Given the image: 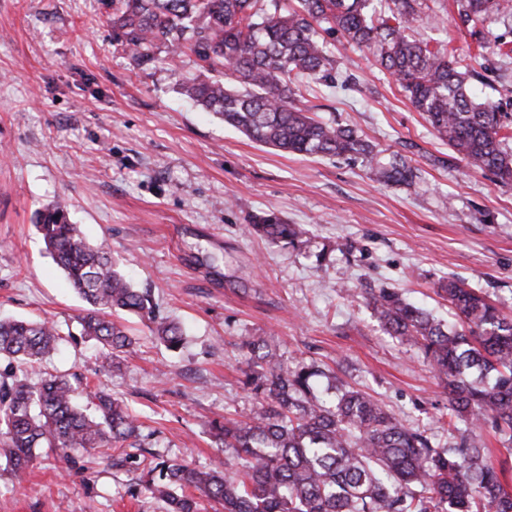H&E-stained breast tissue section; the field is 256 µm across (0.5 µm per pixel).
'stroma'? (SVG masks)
<instances>
[{
	"instance_id": "1",
	"label": "stroma",
	"mask_w": 512,
	"mask_h": 512,
	"mask_svg": "<svg viewBox=\"0 0 512 512\" xmlns=\"http://www.w3.org/2000/svg\"><path fill=\"white\" fill-rule=\"evenodd\" d=\"M422 34L463 48L512 41V18L458 28L452 0H423ZM112 0H0V318L53 321L65 338L45 372L76 374L123 400L154 453L207 466L212 421L252 406L237 345L263 336L285 362L313 363L447 440L448 392L424 353L390 336L365 288L396 289L449 322L436 293L454 277L512 314V184L472 169L440 141L365 49L333 36L336 81L303 108L358 129L420 168L416 186L380 184L361 162L262 147L194 105L162 64L133 68L112 36ZM475 96L512 113V59H479ZM87 241L181 322L169 350L147 320H118L136 342L121 373L78 333L84 302L46 252L33 218L55 200ZM276 214L307 234L282 246L245 234ZM0 512H166L141 470L96 455H37L0 469Z\"/></svg>"
}]
</instances>
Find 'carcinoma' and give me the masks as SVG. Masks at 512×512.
I'll list each match as a JSON object with an SVG mask.
<instances>
[{
  "label": "carcinoma",
  "instance_id": "cac0c4a2",
  "mask_svg": "<svg viewBox=\"0 0 512 512\" xmlns=\"http://www.w3.org/2000/svg\"><path fill=\"white\" fill-rule=\"evenodd\" d=\"M112 0V29L131 62L188 56L209 73L201 79L178 68L187 97L239 129L252 142L281 151L354 156L384 184L412 186L419 169L397 152L381 160L362 135L320 120L299 106L313 83L336 82V59L325 39L340 34L366 48L391 76L439 139L470 166L512 183V122L497 102L470 90L473 62L467 48L446 51L418 32L420 0ZM460 25L475 28L492 15L512 14V0H453ZM165 56H160V53ZM46 250L86 304L80 335L107 350L108 366L121 370L135 343L112 320L130 311L148 320L154 338L179 348V323L155 312L148 290L131 285L112 255L81 236L68 206L53 201L36 212ZM250 233L285 245L305 234L275 215L248 225ZM437 294L457 322L447 325L391 288H376L367 306L392 336L422 349L448 388V443L407 427L372 396L339 381L323 395L311 381L316 366L294 369L262 336H245L247 385L254 403L244 420L213 421L217 455L202 468L161 459L147 467L146 488L168 512H512V488L478 444L490 425L512 449V316L479 288L450 278ZM60 334L47 321L0 320V356L33 369L55 351ZM80 380L28 374L0 382V460L17 473L39 448L66 455L96 448L119 451L112 464L132 462L140 425L123 401L97 387L90 407L74 393Z\"/></svg>",
  "mask_w": 512,
  "mask_h": 512
}]
</instances>
